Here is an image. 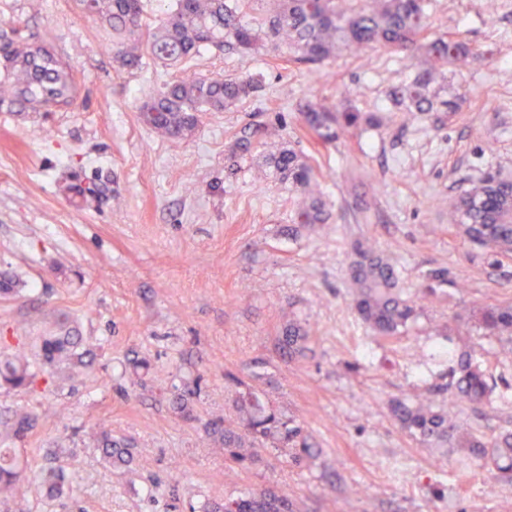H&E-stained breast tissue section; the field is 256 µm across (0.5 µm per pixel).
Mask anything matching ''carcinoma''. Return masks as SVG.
<instances>
[{"label":"carcinoma","instance_id":"obj_1","mask_svg":"<svg viewBox=\"0 0 512 512\" xmlns=\"http://www.w3.org/2000/svg\"><path fill=\"white\" fill-rule=\"evenodd\" d=\"M265 5V29L242 23V0H175L165 20L149 28L143 24L142 0H76L85 13L105 22L112 31L116 60L123 67L140 65V47L154 59L170 65L191 58L207 47L226 46L248 53L265 41L285 43L291 61L316 65L340 47L363 49L380 44L412 50L425 57L426 69L412 82L391 91L397 105L408 112H434L437 102L432 91L441 69L474 55L473 49L454 33L436 34L425 12L424 0H259ZM260 88L254 78L209 77L193 74L177 79L159 91H149L140 106L145 123L160 135L184 139L191 136L200 112H222L236 107ZM80 85L56 51L45 42H28L0 34V106L24 112H58L75 107ZM305 134L323 147L342 134L377 128L383 116L308 103L301 112ZM274 166L302 195L295 217L297 224H323L328 218L326 203L314 193L315 171L310 161L291 149L272 158ZM453 223L466 238L497 255H512V180L489 173L467 191L454 198ZM355 260L349 268L354 306L377 336L393 339L402 334L416 315L415 306L397 288V277L388 260L370 245L354 246ZM486 336H498L510 343L502 350L512 356V305H486L473 315ZM309 336L290 323L281 344L290 354H300ZM83 337L67 317L57 318L53 327L37 337L34 352L19 349L0 357V385L22 391L34 387L45 373L65 366L72 375L92 369ZM455 362L450 381L442 387L454 402L482 405L492 400L495 387L468 351L448 352ZM236 408L244 414L240 426L223 417L210 420L208 435L224 448V456L243 464L254 449L270 445L286 448L300 435L299 426L266 406L251 389L238 392ZM392 413L400 427L430 448H463L484 459L500 473H512V432L490 441L459 431L451 409L439 406L425 393L398 400ZM37 416L32 411L15 414L0 430V512H16L15 491L23 449L6 441H19L33 430ZM97 448L109 464L130 461L128 443L102 431ZM33 480L50 496L64 494L66 476L50 467L33 475ZM291 512L288 498L271 488L252 491L222 503H213L205 512Z\"/></svg>","mask_w":512,"mask_h":512}]
</instances>
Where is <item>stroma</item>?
Here are the masks:
<instances>
[{
    "label": "stroma",
    "instance_id": "obj_1",
    "mask_svg": "<svg viewBox=\"0 0 512 512\" xmlns=\"http://www.w3.org/2000/svg\"><path fill=\"white\" fill-rule=\"evenodd\" d=\"M427 13L482 54L434 86L459 103L453 113L397 107L390 90L422 63L380 45L319 65L268 45L244 57L211 48L182 68L147 55L130 70L74 0H0V23L51 44L83 98L64 112L0 108V274L20 290L0 299V353L64 315L94 357L81 380L60 370L30 392L0 388V418L38 415L22 442L29 466L61 463L72 482L59 500L29 492L28 512H201L266 487L293 512H512V476L424 446L391 413L393 400L447 383L448 348L466 347L498 400L457 404V424L488 439L512 431V359L459 320L512 303V255L470 243L448 210L486 172L512 178V0H427ZM187 70L261 88L201 113L191 138L158 137L139 106ZM311 101L391 120L320 150L301 128ZM241 139L253 148L237 158ZM280 147L317 158L327 223L295 229L300 196L269 161ZM357 239L390 259L417 307L396 339L373 337L352 305ZM437 270L448 281L427 294ZM291 322L309 334L304 354L280 347ZM228 372L302 425L297 445L313 451L302 466L270 447L238 465L207 437V421L234 414ZM184 391L185 414L173 404ZM103 427L131 441L129 465L102 460Z\"/></svg>",
    "mask_w": 512,
    "mask_h": 512
}]
</instances>
